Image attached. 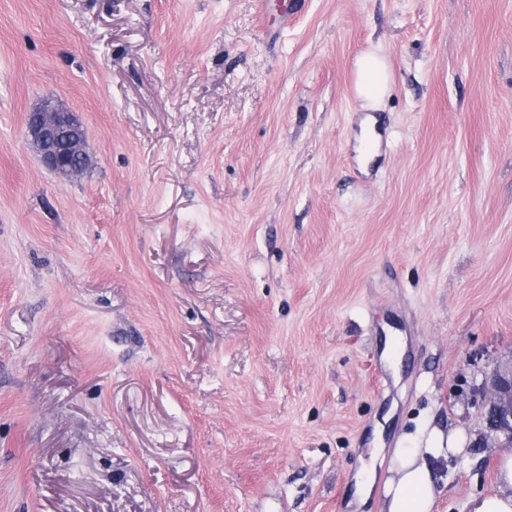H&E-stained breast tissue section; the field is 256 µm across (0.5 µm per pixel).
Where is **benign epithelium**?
Segmentation results:
<instances>
[{
    "label": "benign epithelium",
    "instance_id": "obj_1",
    "mask_svg": "<svg viewBox=\"0 0 512 512\" xmlns=\"http://www.w3.org/2000/svg\"><path fill=\"white\" fill-rule=\"evenodd\" d=\"M25 135L42 164L57 174L82 172L92 163L82 123L53 95L28 113ZM476 394L485 403L487 436L512 445V368L493 369Z\"/></svg>",
    "mask_w": 512,
    "mask_h": 512
}]
</instances>
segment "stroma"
Masks as SVG:
<instances>
[{"instance_id": "35a3bbf8", "label": "stroma", "mask_w": 512, "mask_h": 512, "mask_svg": "<svg viewBox=\"0 0 512 512\" xmlns=\"http://www.w3.org/2000/svg\"><path fill=\"white\" fill-rule=\"evenodd\" d=\"M292 3L0 0V512H385L394 449L451 430L432 512L492 488L512 0ZM51 93L71 178L25 137ZM387 68L385 61L377 55L368 54L357 59L353 88L356 96L373 106L387 90ZM25 135L42 164L57 174L82 172L92 163L82 123L54 95L28 113Z\"/></svg>"}]
</instances>
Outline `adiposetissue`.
<instances>
[{
    "instance_id": "obj_1",
    "label": "adipose tissue",
    "mask_w": 512,
    "mask_h": 512,
    "mask_svg": "<svg viewBox=\"0 0 512 512\" xmlns=\"http://www.w3.org/2000/svg\"><path fill=\"white\" fill-rule=\"evenodd\" d=\"M353 88L356 96L374 105L387 90L384 60L370 54L357 59ZM456 433H449L447 447L418 448L413 452L395 453L385 484L387 512H432L437 497V482L431 459L462 454ZM471 512H512V454L501 459L497 482L488 492L470 501Z\"/></svg>"
}]
</instances>
